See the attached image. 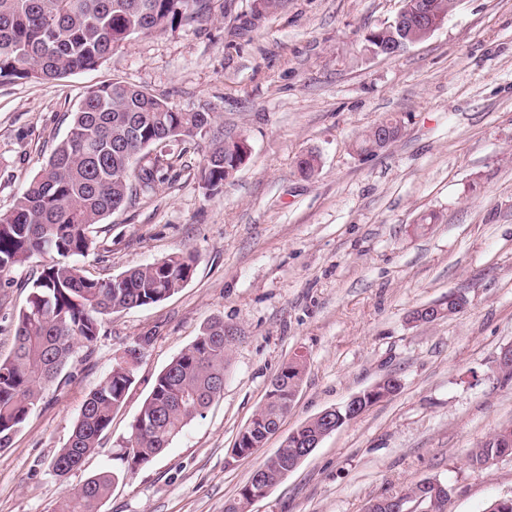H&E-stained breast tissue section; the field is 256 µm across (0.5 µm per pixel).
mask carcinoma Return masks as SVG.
Listing matches in <instances>:
<instances>
[{"mask_svg": "<svg viewBox=\"0 0 512 512\" xmlns=\"http://www.w3.org/2000/svg\"><path fill=\"white\" fill-rule=\"evenodd\" d=\"M427 2L445 18L452 0H404L410 16ZM206 0H0V84L19 80L54 81L102 66L130 39L199 24ZM390 23L366 32V50L386 40ZM215 113L181 112L167 100L120 79L88 87L72 112L67 136L56 144L13 208L0 213V282L33 259L49 255L28 282L26 304L18 313L14 351L0 358V450L10 447L47 386L61 374L77 346L92 348L106 317L162 302L192 279L196 259L190 251L172 253L111 279L80 273L77 261L95 249L93 226L153 188L169 143L199 138L206 143L202 188L215 193L249 159L246 143L212 133ZM154 161L140 165L145 153ZM224 319L212 318L193 343L158 374L130 426L119 456L122 466L103 470L65 489L54 512H100L112 486L131 476L168 448L173 439L224 391ZM137 350L115 361L105 381L84 398L66 445L50 463L65 479L94 453L133 383ZM305 373V360L284 363L272 378L265 401L238 434L237 454L253 453L291 410ZM325 422L312 417L301 425L278 459L258 467L262 479L239 490L225 512H247L250 497L277 484L298 463L304 444L322 433ZM512 455V427L470 451L481 468ZM403 498L432 496L418 483Z\"/></svg>", "mask_w": 512, "mask_h": 512, "instance_id": "obj_1", "label": "carcinoma"}]
</instances>
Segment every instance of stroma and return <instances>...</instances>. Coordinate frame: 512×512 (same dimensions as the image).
Masks as SVG:
<instances>
[{
  "mask_svg": "<svg viewBox=\"0 0 512 512\" xmlns=\"http://www.w3.org/2000/svg\"><path fill=\"white\" fill-rule=\"evenodd\" d=\"M403 0H209L210 19L141 35L95 71L0 84V211L9 210L66 137L92 85L119 78L177 110L220 117L249 160L216 194L200 183L205 147L172 145L170 170L96 225L83 274L111 278L185 249L192 280L170 298L107 320L93 353L77 349L9 448L0 512H53L65 487L111 468L158 374L215 316L231 331L224 392L161 455L119 482L101 512H225L284 436L383 377L394 396L325 437L250 512H365L427 478L447 484L443 512L512 498V455L485 469L468 453L512 426V0H457L426 40L393 58L364 35ZM399 119L390 146L361 155L373 125ZM316 152L304 177L298 159ZM435 215L432 224L424 223ZM31 266L0 286V358L9 355ZM461 295L432 323L418 307ZM138 349L133 384L97 450L67 480L49 464L85 396ZM306 372L278 435L232 452L281 365Z\"/></svg>",
  "mask_w": 512,
  "mask_h": 512,
  "instance_id": "1",
  "label": "stroma"
}]
</instances>
